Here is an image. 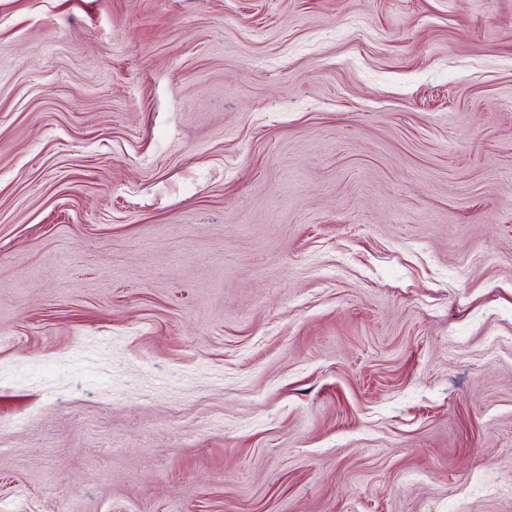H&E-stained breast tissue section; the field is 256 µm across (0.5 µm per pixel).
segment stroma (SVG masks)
Segmentation results:
<instances>
[{
    "mask_svg": "<svg viewBox=\"0 0 512 512\" xmlns=\"http://www.w3.org/2000/svg\"><path fill=\"white\" fill-rule=\"evenodd\" d=\"M0 512H512V0H0Z\"/></svg>",
    "mask_w": 512,
    "mask_h": 512,
    "instance_id": "35a3bbf8",
    "label": "stroma"
}]
</instances>
